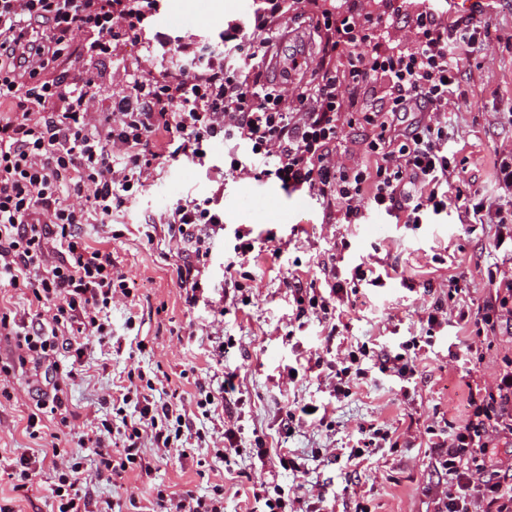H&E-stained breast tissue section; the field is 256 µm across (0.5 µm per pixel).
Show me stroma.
Masks as SVG:
<instances>
[{
	"instance_id": "35a3bbf8",
	"label": "stroma",
	"mask_w": 512,
	"mask_h": 512,
	"mask_svg": "<svg viewBox=\"0 0 512 512\" xmlns=\"http://www.w3.org/2000/svg\"><path fill=\"white\" fill-rule=\"evenodd\" d=\"M164 9L204 12L203 26L184 29L156 24L141 41L126 46V62L145 56L149 46L173 45L192 38L222 47L228 20L248 25L250 11L237 0H165ZM293 37L284 53H298L315 62L322 40L309 12L289 14ZM120 61V62H123ZM119 61L99 57L91 67L110 81ZM465 98L452 104L448 143L457 152L462 189L476 199L497 193L494 172L498 153L512 149V49L488 44L465 64ZM203 159L182 160L153 171L143 191L111 216L90 213L80 234L91 246L110 252L113 265L126 277L129 300L112 304V339L90 345L82 357L58 350L55 369L28 361L15 362L13 340L0 337V512H50L51 472L38 474L31 490L17 492L10 475L21 456L40 448L58 447L93 468L92 447L80 444L76 428L62 425L59 416L42 414L35 430L27 419L38 400L51 393L44 381L52 373L70 413L82 420L118 423L134 415L133 405L116 414L113 401L131 371L162 368L168 381L159 392H176L179 407L190 416L203 441L190 455L179 449L144 451L149 473L133 472L122 480L93 485V497L121 502L123 512L147 505L157 489H190L209 493L224 487V512H262L263 503L250 493L259 486H281L301 498L309 512H433L434 502L448 489L427 427L461 422L466 405L465 384L490 383L503 358L512 357V334L495 336L493 347L478 353L469 347L472 324L460 321L463 309H476L488 295L487 270L497 259L493 241L499 227L477 224L464 211L449 209L428 224H328L319 201L303 192H288L278 184L226 178L216 185L224 167V144L205 147ZM218 198L224 211V233L212 243L211 287L204 300L189 305L177 286L182 262L167 229L158 220L185 200ZM247 228L255 240L250 259L234 278L224 276V261L233 253L235 231ZM364 265L384 279L383 286L356 283L346 300L337 302L331 320L295 318L291 285L324 288L328 272L349 276ZM457 279L461 291L447 300V283ZM444 298L439 327L426 322L431 304ZM337 334H330V327ZM232 339L225 365H216L210 350L216 336ZM413 336L427 337L416 355L417 373L410 380L380 368L381 355L396 351ZM374 351L366 361L368 375L355 396L335 402L334 381L314 370L344 366L348 353L360 346ZM234 370L237 389L224 406L203 415L197 406L199 389L218 391L225 370ZM334 402L335 424H295L283 438L289 405ZM240 429V452L232 466L216 458L224 423ZM390 431L395 448H367L361 463L347 455L361 439L362 428ZM263 440L266 459L256 456ZM288 450L302 469L279 467L280 450Z\"/></svg>"
}]
</instances>
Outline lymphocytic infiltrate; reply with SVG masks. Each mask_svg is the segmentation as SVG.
I'll return each instance as SVG.
<instances>
[{
    "instance_id": "1",
    "label": "lymphocytic infiltrate",
    "mask_w": 512,
    "mask_h": 512,
    "mask_svg": "<svg viewBox=\"0 0 512 512\" xmlns=\"http://www.w3.org/2000/svg\"><path fill=\"white\" fill-rule=\"evenodd\" d=\"M160 0H0V279L26 289L46 320L33 323L0 307V336L15 339L18 362L47 359L58 345L82 357L90 343L109 342L108 311L129 296L109 253L90 246L78 227L89 212L111 215L142 191L154 169L196 157L205 144L223 142L225 174L275 179L320 201L329 224H366L383 214L406 224L459 204L452 189L456 154L448 144V112L461 96L464 58L492 38L489 18L462 16L448 0H386L372 14L363 0H307L324 38L316 64L292 55V71L312 68V84L292 96L267 84L255 61L271 44L275 19L300 0H257L252 30L224 31L233 51L206 49L195 40L173 49L179 64L151 73V60L122 68L110 93L82 67L66 69L74 55L120 56L152 27ZM408 20L405 45L390 32ZM343 67H336V58ZM375 102L353 109L363 92ZM413 112L412 128L399 129ZM366 127L362 162L349 165L344 127ZM501 199L478 202L479 221L502 226L499 262L488 269L492 295L477 311H460L476 336L497 335L512 322V160L497 167ZM185 259L178 286L188 303L209 283L211 243L224 217L209 203L176 204L160 218ZM160 379L129 375L123 402L135 416L121 419L104 443L98 426L81 432L98 457L95 475L53 450L54 512H115L96 500L93 478L109 480L143 467L142 439L165 450L184 437L177 404L154 400ZM467 419L449 426L437 446L448 490L434 512H512V468L487 477L497 441L512 440V359L493 381L469 390ZM149 512H224V489L208 495L158 490Z\"/></svg>"
}]
</instances>
